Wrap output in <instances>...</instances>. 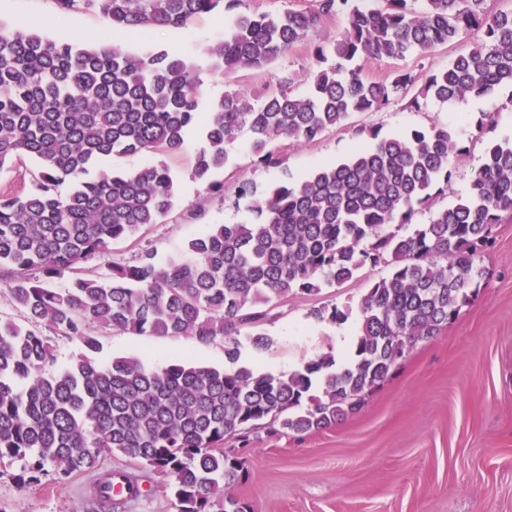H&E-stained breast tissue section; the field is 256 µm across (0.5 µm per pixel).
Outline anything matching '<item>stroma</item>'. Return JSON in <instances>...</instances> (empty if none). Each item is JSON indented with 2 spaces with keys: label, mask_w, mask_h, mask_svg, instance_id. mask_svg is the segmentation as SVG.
<instances>
[{
  "label": "stroma",
  "mask_w": 512,
  "mask_h": 512,
  "mask_svg": "<svg viewBox=\"0 0 512 512\" xmlns=\"http://www.w3.org/2000/svg\"><path fill=\"white\" fill-rule=\"evenodd\" d=\"M311 2L226 0L220 9L195 17L185 27L158 29L134 39L110 28L95 9L64 12L55 0H0V23L10 26L23 19L62 42L102 36L134 54L167 49L203 64L206 50L223 42L225 27L239 15L282 14ZM347 24L346 13L324 16L315 33L267 68L205 75L201 107H208L230 85L242 88L250 102H258L283 76L292 78L294 94H306L319 67L317 45ZM481 37V32L471 31L451 46L403 61L364 60L362 74L384 80L406 67L424 79ZM492 106L498 110L495 125L477 130L480 112ZM435 124L449 126L462 152L450 161L446 191L417 209L412 219L417 225L429 223L436 211L466 196L488 142L512 140L511 87L499 88L490 102L468 97L448 106L428 99L417 109L399 102L377 112L354 113L316 140L273 142L277 161L269 165L259 162L249 130H242L228 164L217 175L224 184L220 195L206 193L191 176L201 145L198 132H191L172 154L111 156L102 167L116 172L166 162L176 174L179 202L162 223L113 243L106 254L88 256L81 271L95 277L110 264L132 262L144 249L153 251L162 266L182 259L187 242L212 225L253 220L249 199L238 195L241 182H252L261 191L293 183L369 146L370 130L391 136ZM477 262L483 276L475 296L439 336L418 344L402 359L356 414L319 432L264 436L250 444L244 475L234 487L250 512H512V217L493 226ZM389 272V266L368 264L349 281L323 288L317 296L294 297L269 308L260 327L271 337V347L257 350L242 341L241 363L277 374L329 351L343 356L348 349L343 339L357 330L363 296ZM324 305L348 309V320L337 324L314 318L313 309ZM93 333L103 345L104 361L128 357L152 368L177 360L216 368L225 364L219 340L203 343L192 336L161 338L98 327ZM100 467L125 471L139 483L153 485L150 496L128 502L124 512H178L160 477L138 462L112 454L102 457ZM13 474L10 468L0 471V512H92L93 474H52L27 488L18 487Z\"/></svg>",
  "instance_id": "1"
}]
</instances>
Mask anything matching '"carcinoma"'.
I'll return each instance as SVG.
<instances>
[{
  "instance_id": "cac0c4a2",
  "label": "carcinoma",
  "mask_w": 512,
  "mask_h": 512,
  "mask_svg": "<svg viewBox=\"0 0 512 512\" xmlns=\"http://www.w3.org/2000/svg\"><path fill=\"white\" fill-rule=\"evenodd\" d=\"M223 2L56 0L62 11L95 8L109 26L140 35L181 27ZM361 2L314 0L279 16L241 15L204 67L166 50L139 55L106 41L58 42L32 26L0 27V171L27 158L40 169L30 185L0 191V283L29 323L0 319V466L21 463L18 485L39 484L51 472H96L102 456L120 454L162 475L178 512H246L231 489L260 430L305 435L355 414L405 351L439 335L480 286L478 247L512 215L511 141L486 144L457 204L409 233L384 232L410 223L431 190L448 184L457 145L446 126L382 138L372 130L370 148L296 185L260 194L241 185L255 220L217 225L166 267L145 251L95 279L79 275L89 255L160 223L178 202L165 163L90 175L101 160L176 151L197 127L204 145L192 177L221 193L215 175L241 129L270 164L274 141H312L353 112H378L408 94L417 81L410 71L371 81L340 64L319 70L303 96L292 93L291 79L278 80L258 106L229 88L201 118L203 72L262 69L325 15L344 11L348 26L317 48L321 60L424 55L477 28L483 38L430 75L420 95L453 103L512 87V11L488 14L484 0H375L370 9ZM368 263L391 272L363 297L348 357L327 352L281 374L240 363L243 329H251L254 348L270 344L258 330L265 307L316 296ZM67 274L68 287L52 286ZM313 316L348 319L335 305ZM44 326L80 342L70 366L53 369ZM92 326L220 340L227 367L183 360L154 369L124 357L102 364ZM93 505L119 512L123 500L98 478Z\"/></svg>"
}]
</instances>
